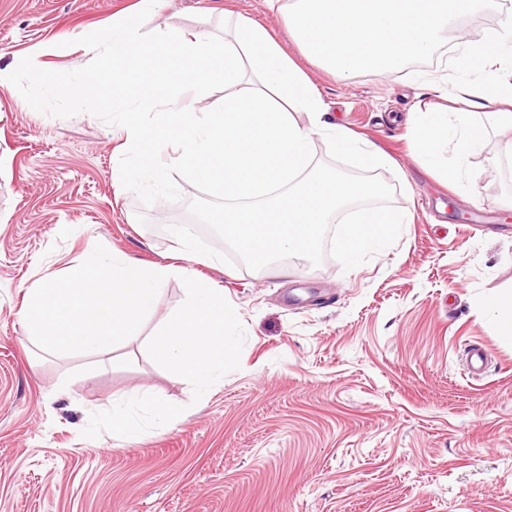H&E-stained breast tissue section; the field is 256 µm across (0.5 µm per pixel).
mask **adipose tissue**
Masks as SVG:
<instances>
[{
    "label": "adipose tissue",
    "mask_w": 512,
    "mask_h": 512,
    "mask_svg": "<svg viewBox=\"0 0 512 512\" xmlns=\"http://www.w3.org/2000/svg\"><path fill=\"white\" fill-rule=\"evenodd\" d=\"M507 68L512 69L511 13L480 42L466 46L451 72L418 73V81L436 98L411 114L414 148L424 167L443 171L448 179H460L468 155L485 142L487 124L449 125L448 102L482 109L488 124L512 128V82L501 77Z\"/></svg>",
    "instance_id": "obj_1"
}]
</instances>
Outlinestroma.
<instances>
[{"mask_svg": "<svg viewBox=\"0 0 512 512\" xmlns=\"http://www.w3.org/2000/svg\"><path fill=\"white\" fill-rule=\"evenodd\" d=\"M135 2L0 0V70L29 55L84 67L77 38ZM228 7L300 58L262 0H168L145 28L217 35ZM308 71L331 120L396 160L378 175L412 221L348 271L330 257L257 271L187 261L223 288L247 333L239 368L197 402L146 351L185 299L178 276L138 339L106 360L40 352L23 310L27 289L63 276L88 242L138 266L163 261L199 190L178 179L181 203L149 207L116 194L118 127L39 113L0 87V512H512V343L482 307L512 293L506 140L490 134L468 179L450 183L409 150L408 114L429 95L408 72L344 85ZM64 224L79 234L61 235ZM477 347L487 363L474 378ZM156 403L184 413L122 442L113 405L144 417Z\"/></svg>", "mask_w": 512, "mask_h": 512, "instance_id": "obj_1", "label": "stroma"}]
</instances>
